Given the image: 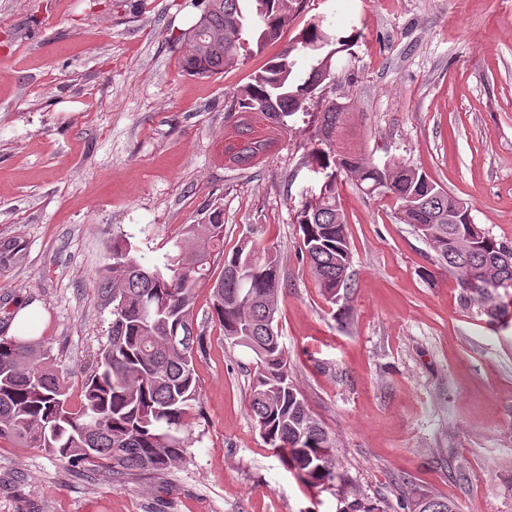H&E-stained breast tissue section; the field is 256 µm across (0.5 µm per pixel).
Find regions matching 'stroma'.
<instances>
[{"mask_svg":"<svg viewBox=\"0 0 512 512\" xmlns=\"http://www.w3.org/2000/svg\"><path fill=\"white\" fill-rule=\"evenodd\" d=\"M186 0H0V336L18 305L47 316L71 401L109 341L95 286L113 237L147 262L181 225L220 211L224 249L276 245L275 317L291 374L336 439L335 487L288 472L249 411L251 352L225 336L210 292L198 403L185 461L166 474L67 471L0 440V512H377L442 497L454 512H512V324L460 297L395 202L340 183L350 287L329 302L301 257L295 220L312 183L311 132L295 121L255 165L226 160L224 96L295 34L210 79L181 67L176 40L198 19ZM325 30L359 34L319 94L352 115L344 139L375 160L426 172L512 244V0H310Z\"/></svg>","mask_w":512,"mask_h":512,"instance_id":"stroma-1","label":"stroma"}]
</instances>
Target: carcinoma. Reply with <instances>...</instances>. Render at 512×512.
<instances>
[{
  "instance_id": "obj_1",
  "label": "carcinoma",
  "mask_w": 512,
  "mask_h": 512,
  "mask_svg": "<svg viewBox=\"0 0 512 512\" xmlns=\"http://www.w3.org/2000/svg\"><path fill=\"white\" fill-rule=\"evenodd\" d=\"M196 21L178 39L183 69L209 79L282 37L306 10L307 0H203ZM350 34L327 33L311 18L266 67L227 95L224 122L235 137L254 141L234 163L245 168L264 153L255 123L282 117V132L305 111L324 83L325 58L349 51ZM309 62L301 75L297 59ZM253 114V119L246 114ZM347 107L331 102L317 118L307 164L325 177L323 193L296 211L307 263L334 302L348 288L351 252L338 181L353 177L368 194L396 200L399 219L421 234L438 265L454 277L464 300L480 306L489 322L512 313V246L484 229L473 231L469 206L426 173L395 159L376 161L340 145ZM223 259L221 269L214 258ZM281 281L275 245L246 238L224 253V224L216 213L205 224H184L159 263H147L137 246L115 240L98 271V296L112 307L108 345L99 352L71 402L51 349L35 339L0 338V439L42 448L67 468L100 467L114 475H161L179 465L188 447V416L197 398L193 303L202 284L211 288L213 313L224 335L255 357L250 411L262 438L283 466L312 488L339 478L335 439L311 414L295 385L288 353L274 326Z\"/></svg>"
}]
</instances>
